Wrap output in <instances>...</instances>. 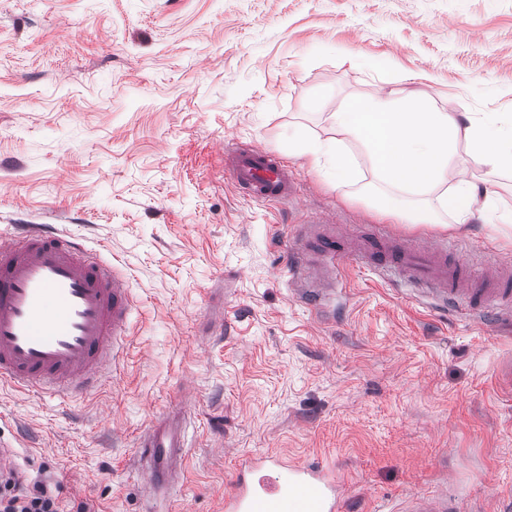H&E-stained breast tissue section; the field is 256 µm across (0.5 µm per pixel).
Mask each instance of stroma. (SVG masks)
I'll return each mask as SVG.
<instances>
[{"label":"stroma","instance_id":"stroma-1","mask_svg":"<svg viewBox=\"0 0 512 512\" xmlns=\"http://www.w3.org/2000/svg\"><path fill=\"white\" fill-rule=\"evenodd\" d=\"M379 89L512 119V0H0V230L106 246L135 300L121 361L77 403L0 384L17 478L59 484L63 512H224L237 460L277 454L333 463L348 512L446 488L499 512L512 325L451 316L350 254L320 316L287 274L325 217L345 244L382 227L475 280L512 272V227L379 212L357 148L344 186L310 165L301 142L335 140V112ZM252 145L295 175L293 205L226 174V149ZM178 405L183 478L158 498L136 441Z\"/></svg>","mask_w":512,"mask_h":512}]
</instances>
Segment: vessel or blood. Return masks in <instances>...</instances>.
Instances as JSON below:
<instances>
[{
    "mask_svg": "<svg viewBox=\"0 0 512 512\" xmlns=\"http://www.w3.org/2000/svg\"><path fill=\"white\" fill-rule=\"evenodd\" d=\"M227 173L247 195L264 203L295 193L285 165L261 148L233 150ZM343 252L328 237L311 260L288 267L296 293L322 309L336 288ZM390 273L447 303L456 316L512 313L511 288H475L462 269L449 268L437 246H402L389 254ZM134 304L129 282L116 266L88 249L82 238L44 224H20L0 233V382L30 394L75 398L92 390L113 363ZM187 422L184 411L158 417L140 436L138 459L154 490H169L181 475ZM341 481L316 464L278 455L242 458L224 512H342ZM401 512H462L456 494L417 496Z\"/></svg>",
    "mask_w": 512,
    "mask_h": 512,
    "instance_id": "b4317fda",
    "label": "vessel or blood"
}]
</instances>
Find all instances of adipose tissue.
<instances>
[{
  "label": "adipose tissue",
  "mask_w": 512,
  "mask_h": 512,
  "mask_svg": "<svg viewBox=\"0 0 512 512\" xmlns=\"http://www.w3.org/2000/svg\"><path fill=\"white\" fill-rule=\"evenodd\" d=\"M336 133V143L311 145L309 154L328 157L342 185L355 175L344 143H357L371 163L383 213L406 224H433L441 213L457 224L512 223V212L500 209L494 191L477 192L468 167L472 159L492 170L512 163V121L492 115L477 120L425 100L399 105L374 93L337 113ZM462 138L471 146L467 159L457 151Z\"/></svg>",
  "instance_id": "adipose-tissue-1"
}]
</instances>
